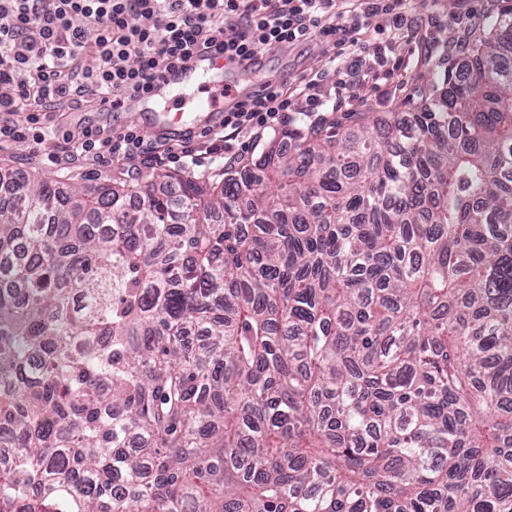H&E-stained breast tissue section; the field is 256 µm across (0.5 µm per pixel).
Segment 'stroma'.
<instances>
[{
    "instance_id": "stroma-1",
    "label": "stroma",
    "mask_w": 512,
    "mask_h": 512,
    "mask_svg": "<svg viewBox=\"0 0 512 512\" xmlns=\"http://www.w3.org/2000/svg\"><path fill=\"white\" fill-rule=\"evenodd\" d=\"M491 0H418L408 15V29L394 38H377L360 34L355 46L346 48L338 56L335 66H327L326 47L319 41L299 43L278 51H268L259 58L260 82H273L292 87L303 80H316L323 99L338 112H392L409 92L426 58L438 55L452 31L464 30L471 23L487 15ZM388 58L386 71L378 79L362 81L347 71L353 56L366 60L378 53ZM56 133L80 126H110L115 129L135 128L141 135L145 154L138 162L137 180H144L156 171H179L159 148L163 138L180 139L181 128L159 131L149 113L98 112L83 100L65 103L63 111L50 118ZM53 143L36 150L33 140L25 139L0 146V165L11 169L16 177L75 176L88 190L111 185L113 176L123 174L118 162L88 164L84 160H52Z\"/></svg>"
}]
</instances>
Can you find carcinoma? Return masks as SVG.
Returning a JSON list of instances; mask_svg holds the SVG:
<instances>
[{
    "instance_id": "cac0c4a2",
    "label": "carcinoma",
    "mask_w": 512,
    "mask_h": 512,
    "mask_svg": "<svg viewBox=\"0 0 512 512\" xmlns=\"http://www.w3.org/2000/svg\"><path fill=\"white\" fill-rule=\"evenodd\" d=\"M449 44L215 183L0 167V512H512V0Z\"/></svg>"
}]
</instances>
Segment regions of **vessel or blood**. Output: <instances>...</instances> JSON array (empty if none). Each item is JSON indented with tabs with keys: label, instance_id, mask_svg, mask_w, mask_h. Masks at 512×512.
<instances>
[{
	"label": "vessel or blood",
	"instance_id": "vessel-or-blood-1",
	"mask_svg": "<svg viewBox=\"0 0 512 512\" xmlns=\"http://www.w3.org/2000/svg\"><path fill=\"white\" fill-rule=\"evenodd\" d=\"M256 73L257 66L253 58L239 57L230 62L218 49L211 48L195 56L184 67L164 73L155 79L150 89L141 96L121 100L120 108L125 112H135L146 102H159L162 108L155 113L153 120L158 128L164 129L173 122L172 107L184 105L192 114L187 122L188 127L206 128L220 118L222 112L233 108L241 99L234 87L227 83V75L253 76ZM193 82L203 86L202 95L190 94L189 85Z\"/></svg>",
	"mask_w": 512,
	"mask_h": 512
}]
</instances>
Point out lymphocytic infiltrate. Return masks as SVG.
<instances>
[{
	"label": "lymphocytic infiltrate",
	"mask_w": 512,
	"mask_h": 512,
	"mask_svg": "<svg viewBox=\"0 0 512 512\" xmlns=\"http://www.w3.org/2000/svg\"><path fill=\"white\" fill-rule=\"evenodd\" d=\"M335 0H0V142L30 138L38 112L58 111L76 97L102 103L119 89L133 97L146 92L163 71L186 63L200 50L218 47L230 56L256 57L277 45L322 38L352 45L374 19L376 35L399 34L406 0H361L351 14L334 10ZM243 24L224 36L226 22ZM93 66H84L85 58ZM315 81L285 91L265 88L225 113L224 126L263 131L282 124L295 98H316ZM64 141L70 158L128 165L143 143L133 129L78 127Z\"/></svg>",
	"instance_id": "f902f5d3"
}]
</instances>
